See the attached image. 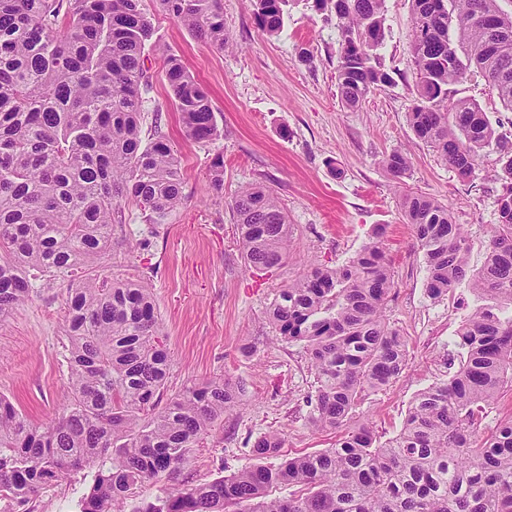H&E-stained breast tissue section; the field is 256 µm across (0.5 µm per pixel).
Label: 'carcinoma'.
Here are the masks:
<instances>
[{
	"mask_svg": "<svg viewBox=\"0 0 512 512\" xmlns=\"http://www.w3.org/2000/svg\"><path fill=\"white\" fill-rule=\"evenodd\" d=\"M210 46L230 49L222 0H155ZM258 26L280 32L288 0H253ZM385 0H316L336 16L337 88L348 107L392 82L377 55ZM411 46L418 97L416 136L462 179L480 152L501 161L499 224L483 266L468 265L463 225L448 206L407 194L402 206L439 298L462 283L496 300L463 318L457 370L420 392L399 433L379 441L369 424L336 447L282 454L278 432L250 448L256 464L206 483L178 480L191 455L241 401L215 377L163 398L171 359L149 286L89 275L112 248L117 199L133 197L146 222L162 224L182 203L179 158L155 122L141 124L145 50L159 49L142 0H0V319L30 299L40 279L61 290L68 339L69 403L35 424L0 395V503L27 512L40 490L94 470L81 512H114L146 483L167 482L145 512H512V418L486 434L482 423L512 385V146L450 86L482 74L512 110V16L498 0H412ZM508 27L497 37L493 30ZM166 80L193 140L222 136L206 89L174 57ZM386 169L401 177L407 154ZM248 267L288 261L293 227L272 190L242 186L230 202ZM377 229L346 264L315 268L280 289L268 309L278 336L301 342L317 387L309 423L337 430L367 394L390 386L407 364L406 343L385 315L393 281ZM295 486L288 498L271 489Z\"/></svg>",
	"mask_w": 512,
	"mask_h": 512,
	"instance_id": "obj_1",
	"label": "carcinoma"
}]
</instances>
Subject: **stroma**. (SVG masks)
Listing matches in <instances>:
<instances>
[{
  "label": "stroma",
  "mask_w": 512,
  "mask_h": 512,
  "mask_svg": "<svg viewBox=\"0 0 512 512\" xmlns=\"http://www.w3.org/2000/svg\"><path fill=\"white\" fill-rule=\"evenodd\" d=\"M159 50L148 53L152 84L142 123L152 136L154 113L182 161L183 201L159 226L148 248L130 250L148 225L139 204L120 199L122 221L112 249L90 274L144 279L152 289L164 342L172 359L168 393L224 376L241 384L240 405L225 415L183 475L212 481L251 465L254 440L277 431L284 454L296 456L333 447L338 430L315 431L306 403L315 391L303 344L278 340L268 309L288 282L314 267L344 265L361 250L375 225L386 227L383 246L394 287L386 315L404 337L408 364L385 390L367 395L350 427L373 424L381 440L395 436L410 401L444 371L461 319L478 303L459 288L434 299L416 235L407 224L402 198L416 193L448 205L469 238V266L480 269L485 245L498 222V175L493 149L481 152L470 179L458 177L413 132L408 112L417 97L411 52V0H385V39L378 53L393 78L356 108L337 95L339 34L336 19L315 0H289L284 27L271 37L254 18L252 0H224V28L234 42L217 51L168 15L145 5ZM310 62H302L301 53ZM174 55L207 88L222 137L189 138L172 106L164 58ZM454 98L477 103L498 133L512 138V111L478 75L454 87ZM412 161L396 179L382 161L392 151ZM224 158V187L210 184L216 156ZM271 188L295 227V251L269 274L246 267L236 242L229 203L240 187ZM61 291L37 285L31 299L0 320V393L31 419L57 417L69 399ZM90 472L73 473L41 490L32 512H67L91 484Z\"/></svg>",
  "instance_id": "obj_1"
}]
</instances>
